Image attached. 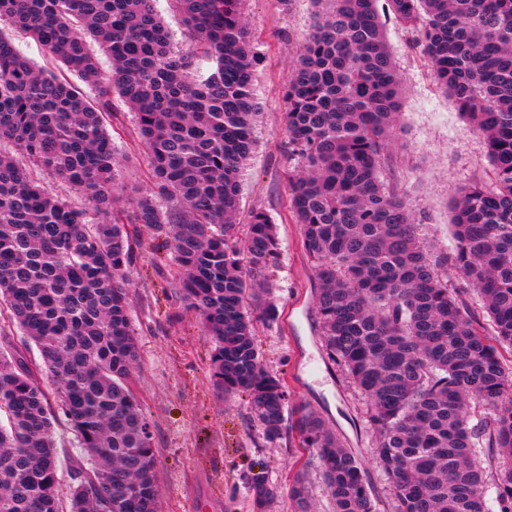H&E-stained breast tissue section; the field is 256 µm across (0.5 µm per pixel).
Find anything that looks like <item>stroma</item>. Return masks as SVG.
I'll return each instance as SVG.
<instances>
[{
  "mask_svg": "<svg viewBox=\"0 0 512 512\" xmlns=\"http://www.w3.org/2000/svg\"><path fill=\"white\" fill-rule=\"evenodd\" d=\"M320 7L314 0H244L242 13L262 61L254 77L261 115L258 144L241 186L239 223L252 211H265L278 227L280 254L270 270L281 313L273 324H258L266 369L284 376L290 404H303L363 458L371 456V434L363 420L364 402L320 341L313 303L317 287L303 250L301 232L289 214L288 181L294 163L288 156L284 94L303 38ZM385 38L401 75L403 95L395 139L384 163L391 188L422 223L429 246H454L452 203L469 184L488 180L491 163L484 140L461 116L454 101L434 82L415 34L381 14ZM105 126L118 148L122 166L115 185L121 207L150 173L137 146L134 117L113 98ZM131 264L129 291L132 325L140 361L132 386L151 422L157 450L156 475L163 512H253L248 482L265 471L280 488L298 470L308 477L309 497L317 512H331L327 490L315 460L287 441L266 442L251 420L244 394L225 396L211 381L212 343L198 318L179 307L174 261L156 264V242L141 230ZM368 476L382 508L391 491L383 473L370 463Z\"/></svg>",
  "mask_w": 512,
  "mask_h": 512,
  "instance_id": "1",
  "label": "stroma"
}]
</instances>
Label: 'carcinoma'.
<instances>
[{"instance_id":"carcinoma-1","label":"carcinoma","mask_w":512,"mask_h":512,"mask_svg":"<svg viewBox=\"0 0 512 512\" xmlns=\"http://www.w3.org/2000/svg\"><path fill=\"white\" fill-rule=\"evenodd\" d=\"M177 2L214 63L206 75L173 47L153 0H0V20L96 92L37 68L0 30V142L87 203L72 206L0 152V320L41 359L33 369L0 349V512H161L150 420L129 384L140 354L127 223L174 250L176 298L211 336L215 388L247 397L266 441L312 455L333 512H380L365 461L318 413L288 408L287 383L265 369L257 343L255 323L279 319L263 299L279 240L262 210L235 224L260 112L261 57L243 0ZM316 2L327 8L288 82L285 131L297 161L290 212L318 283L323 346L366 399L395 512H512V0H387L491 160V183L454 203L450 253L426 245L384 182L402 87L379 0ZM114 93L135 113L152 170L129 210L116 206L121 161L103 123ZM450 268L465 285L448 283ZM470 288L490 331L471 314ZM59 416L82 455L66 511ZM250 491L259 512L280 494L262 470ZM288 495L297 512H314L303 471Z\"/></svg>"}]
</instances>
